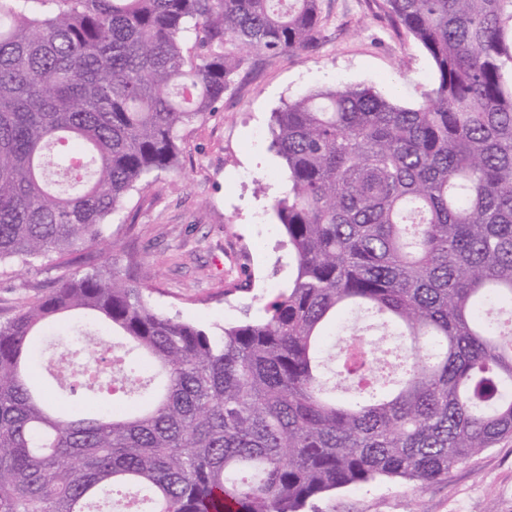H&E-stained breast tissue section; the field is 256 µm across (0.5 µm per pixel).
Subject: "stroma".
<instances>
[{
  "label": "stroma",
  "mask_w": 512,
  "mask_h": 512,
  "mask_svg": "<svg viewBox=\"0 0 512 512\" xmlns=\"http://www.w3.org/2000/svg\"><path fill=\"white\" fill-rule=\"evenodd\" d=\"M324 26L313 47L252 55L217 110L180 132V166L132 192L103 228L96 265H124L122 246L144 258L152 306L213 334L261 315L292 276L287 238L273 204L285 185L271 147L274 112L299 96L337 85L373 88L416 105L435 81L431 59L389 15L385 0H320ZM50 252L0 268V318L49 291L58 275ZM250 289L225 294L232 282ZM109 342L79 351L51 348L33 377L55 385V370L86 362ZM305 512H512V442L455 467L447 480L413 486L382 480L348 486L309 502Z\"/></svg>",
  "instance_id": "35a3bbf8"
}]
</instances>
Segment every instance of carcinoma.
I'll list each match as a JSON object with an SVG mask.
<instances>
[{
  "instance_id": "obj_1",
  "label": "carcinoma",
  "mask_w": 512,
  "mask_h": 512,
  "mask_svg": "<svg viewBox=\"0 0 512 512\" xmlns=\"http://www.w3.org/2000/svg\"><path fill=\"white\" fill-rule=\"evenodd\" d=\"M436 79L407 107L370 87L274 114V204L294 273L215 336L156 312L126 253L81 272L131 191L177 167L254 51L307 48L317 0H0V264L64 257L0 322V512H301L329 491L448 478L512 438V0H387ZM359 360L319 343L336 315ZM75 312L124 337L83 365L94 413L33 381Z\"/></svg>"
}]
</instances>
